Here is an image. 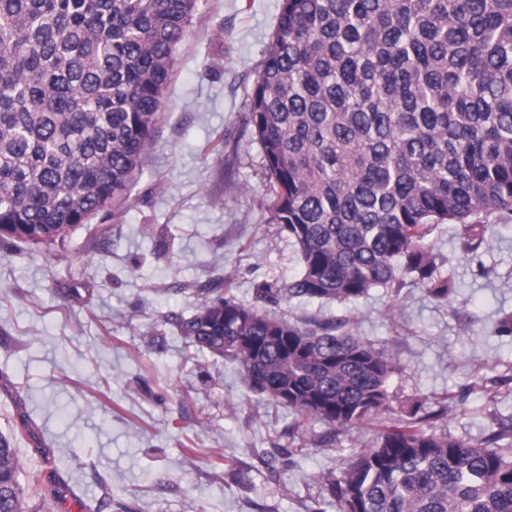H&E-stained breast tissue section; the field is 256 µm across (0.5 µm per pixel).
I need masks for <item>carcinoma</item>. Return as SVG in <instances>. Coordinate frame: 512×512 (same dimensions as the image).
<instances>
[{
  "label": "carcinoma",
  "mask_w": 512,
  "mask_h": 512,
  "mask_svg": "<svg viewBox=\"0 0 512 512\" xmlns=\"http://www.w3.org/2000/svg\"><path fill=\"white\" fill-rule=\"evenodd\" d=\"M198 0H0V245L50 248L125 209L153 143L174 55ZM248 107L271 220L300 270L263 282L269 304L353 302L406 279L452 292L429 241L462 250L512 216V0H281ZM174 325L237 362L248 389L294 426L334 431L389 411L393 358L334 320L291 323L198 288ZM436 411L385 426L332 485L337 512H512V448L438 431ZM0 433V512H28L67 482L21 486Z\"/></svg>",
  "instance_id": "carcinoma-1"
}]
</instances>
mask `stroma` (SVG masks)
Masks as SVG:
<instances>
[{
  "mask_svg": "<svg viewBox=\"0 0 512 512\" xmlns=\"http://www.w3.org/2000/svg\"><path fill=\"white\" fill-rule=\"evenodd\" d=\"M279 8L198 0L123 213L100 212L43 254L0 249V433L17 437L20 483L57 468L77 495L111 501L107 512H336L331 482L382 431L380 419L293 429L288 410L247 390L236 362L206 351L187 360L170 322L194 313L208 280L230 279L253 305L257 284L299 269L270 220L247 106ZM430 240L455 285L448 301L407 284L271 312L346 320L393 356V415L450 396L438 427L480 441L512 421V336L494 333L512 315V221L474 254L452 224Z\"/></svg>",
  "mask_w": 512,
  "mask_h": 512,
  "instance_id": "35a3bbf8",
  "label": "stroma"
}]
</instances>
